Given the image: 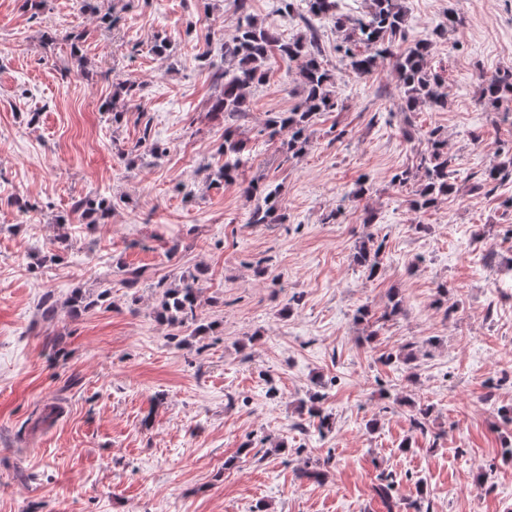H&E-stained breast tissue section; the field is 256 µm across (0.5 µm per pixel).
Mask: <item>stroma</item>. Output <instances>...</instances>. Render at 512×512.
Wrapping results in <instances>:
<instances>
[{
  "mask_svg": "<svg viewBox=\"0 0 512 512\" xmlns=\"http://www.w3.org/2000/svg\"><path fill=\"white\" fill-rule=\"evenodd\" d=\"M402 4L395 49L430 43L444 109L402 111L391 63L352 74L316 17L341 110L283 158L261 130L302 89L298 62L272 58L229 124L248 142L239 176L216 182L228 124L200 56L234 36L231 0H104L110 27L81 0H0V512H512V180L475 187L512 147V114L479 99L480 74L512 66V0ZM127 79L141 92L117 96ZM435 128L457 190L416 211V182L391 178ZM252 182L279 187L281 221L250 223ZM98 195L103 224L73 209ZM369 235L372 278L353 260ZM199 269L211 330L191 337L155 309ZM77 291L96 304L74 315ZM316 392L323 433L299 427Z\"/></svg>",
  "mask_w": 512,
  "mask_h": 512,
  "instance_id": "stroma-1",
  "label": "stroma"
}]
</instances>
